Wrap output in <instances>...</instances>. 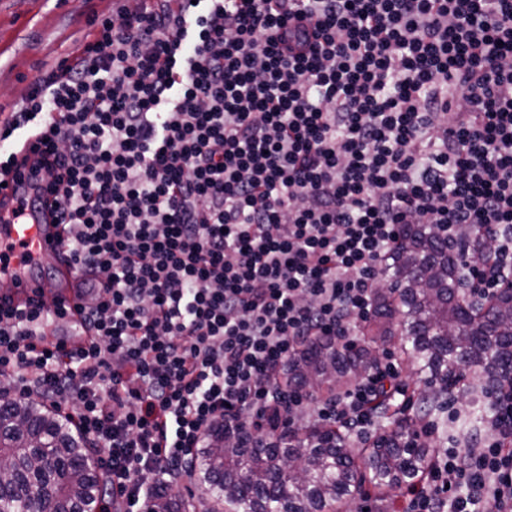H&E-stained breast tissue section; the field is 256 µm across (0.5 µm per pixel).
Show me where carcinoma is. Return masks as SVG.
I'll return each mask as SVG.
<instances>
[{
    "label": "carcinoma",
    "instance_id": "obj_1",
    "mask_svg": "<svg viewBox=\"0 0 512 512\" xmlns=\"http://www.w3.org/2000/svg\"><path fill=\"white\" fill-rule=\"evenodd\" d=\"M465 274L460 254L433 225H404L383 269L390 286L377 289L360 336L346 348L314 344L288 368V382L320 392L341 388L378 364L379 348L395 337L417 379L424 417L469 373L487 386L501 382L512 374V295L474 307L462 288ZM214 440L200 450L199 482L214 504L234 512H351L365 482L383 494L416 487L434 463L415 421L358 452L332 426L275 442L254 432ZM48 459L56 465L54 495L43 497L36 482ZM103 483L72 421L34 400L0 406V512H16L25 501L46 512H97Z\"/></svg>",
    "mask_w": 512,
    "mask_h": 512
}]
</instances>
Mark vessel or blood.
Masks as SVG:
<instances>
[{"label": "vessel or blood", "mask_w": 512, "mask_h": 512, "mask_svg": "<svg viewBox=\"0 0 512 512\" xmlns=\"http://www.w3.org/2000/svg\"><path fill=\"white\" fill-rule=\"evenodd\" d=\"M55 196L49 183H31L17 168L0 185V280L10 283L13 301H60L70 313L74 335H84L79 315L82 275L63 225L54 223Z\"/></svg>", "instance_id": "b4317fda"}]
</instances>
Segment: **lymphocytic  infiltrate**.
Wrapping results in <instances>:
<instances>
[{
	"instance_id": "lymphocytic-infiltrate-1",
	"label": "lymphocytic infiltrate",
	"mask_w": 512,
	"mask_h": 512,
	"mask_svg": "<svg viewBox=\"0 0 512 512\" xmlns=\"http://www.w3.org/2000/svg\"><path fill=\"white\" fill-rule=\"evenodd\" d=\"M5 136L41 134L84 290L0 306V393L100 452V512L168 497L213 432L296 417L360 436L394 365L316 400L284 386L374 311L406 224L480 229L474 282L512 262V0H139L94 17ZM403 512H512V384Z\"/></svg>"
}]
</instances>
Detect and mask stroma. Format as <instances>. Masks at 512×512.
Returning a JSON list of instances; mask_svg holds the SVG:
<instances>
[{
	"instance_id": "stroma-1",
	"label": "stroma",
	"mask_w": 512,
	"mask_h": 512,
	"mask_svg": "<svg viewBox=\"0 0 512 512\" xmlns=\"http://www.w3.org/2000/svg\"><path fill=\"white\" fill-rule=\"evenodd\" d=\"M114 0H0V109L20 108L32 81L77 54Z\"/></svg>"
}]
</instances>
